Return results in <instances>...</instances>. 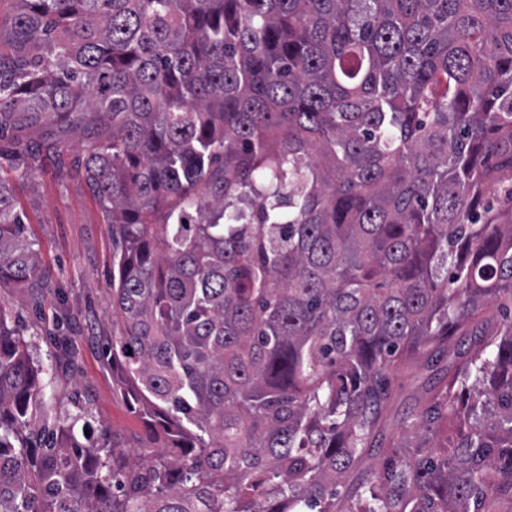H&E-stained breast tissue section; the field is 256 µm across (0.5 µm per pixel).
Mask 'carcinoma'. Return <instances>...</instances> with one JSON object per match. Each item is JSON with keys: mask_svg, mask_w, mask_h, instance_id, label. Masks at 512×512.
Segmentation results:
<instances>
[{"mask_svg": "<svg viewBox=\"0 0 512 512\" xmlns=\"http://www.w3.org/2000/svg\"><path fill=\"white\" fill-rule=\"evenodd\" d=\"M12 2L0 140L45 134L0 159L112 226L150 432L61 416L0 304V512H512V0ZM5 283L45 276L0 176ZM429 372L426 370H416V372L408 373L398 381L402 384L401 388L395 386L393 400L390 407V419L388 422L387 433L396 432V418L401 416L406 410L412 408L420 396L421 387L424 385Z\"/></svg>", "mask_w": 512, "mask_h": 512, "instance_id": "1", "label": "carcinoma"}]
</instances>
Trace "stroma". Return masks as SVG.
<instances>
[{
  "instance_id": "obj_1",
  "label": "stroma",
  "mask_w": 512,
  "mask_h": 512,
  "mask_svg": "<svg viewBox=\"0 0 512 512\" xmlns=\"http://www.w3.org/2000/svg\"><path fill=\"white\" fill-rule=\"evenodd\" d=\"M18 199L27 235L50 277L37 292L2 287L0 302L19 318L42 365L58 371L51 395L59 411H86L95 430L119 433L129 445H139L148 426L113 383L106 356L112 334L111 227L82 178L48 162L33 166ZM60 321L64 338L57 341L47 332Z\"/></svg>"
}]
</instances>
